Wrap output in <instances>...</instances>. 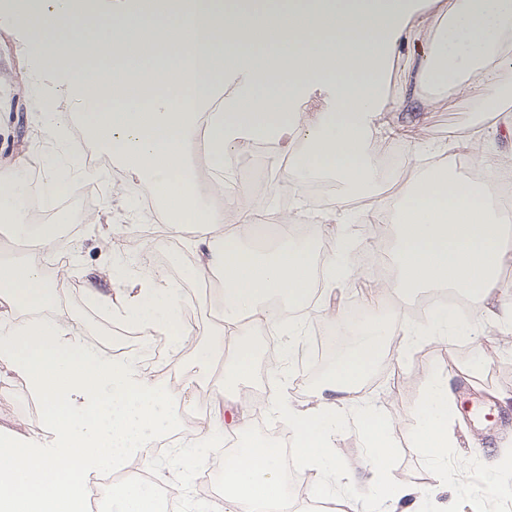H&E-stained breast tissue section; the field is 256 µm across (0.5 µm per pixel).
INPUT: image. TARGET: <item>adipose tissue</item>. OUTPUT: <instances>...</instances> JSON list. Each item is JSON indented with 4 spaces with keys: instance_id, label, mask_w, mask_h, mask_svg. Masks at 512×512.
<instances>
[{
    "instance_id": "1",
    "label": "adipose tissue",
    "mask_w": 512,
    "mask_h": 512,
    "mask_svg": "<svg viewBox=\"0 0 512 512\" xmlns=\"http://www.w3.org/2000/svg\"><path fill=\"white\" fill-rule=\"evenodd\" d=\"M414 0H33L20 18L35 47L34 73L66 75L76 90L90 138L117 157L127 189L146 185L155 194L170 231L191 228L202 247L195 270L221 279L214 299L224 322L210 332L201 375L216 381V397L239 393L254 374L255 351L246 327L269 324L275 304L304 308L315 277L325 294L337 292L352 269L329 257L315 265L307 248L280 232L271 247L258 245L262 228L251 211L238 209L236 229L224 230V210L204 204L189 157L201 149L205 165L225 191H232L236 147L245 140L270 141L267 192L287 189L301 198L304 176H336L349 191L325 214L347 223L349 201L369 197L367 224H396L397 274L392 288H448L479 304L474 319L443 307L430 329L451 341L473 338L478 323L512 324V300L498 279L512 262V214L493 202L497 176L512 157L484 151L488 130L512 116V92L501 74L512 68V0H449L448 24L432 39L424 60L405 62L395 96L382 94L388 63L401 45L421 40L427 12ZM149 74L157 93L134 101L131 80ZM238 85L211 111L214 90L226 78ZM431 84L464 92L477 102L480 123L449 130L430 142L431 162H416L397 205L373 195L371 141L400 143L417 137L415 127L382 121L385 112H430L422 93ZM331 88L322 111L302 118L298 106L313 90ZM471 158L483 172L477 182L452 172L447 154ZM24 193L14 169L0 168V234L49 250L56 236L48 225L29 224ZM52 288L32 262L0 256V366L25 380L45 403L40 419L49 444L0 440V512H85L91 486L103 467L133 455L148 456L154 438L193 399L192 383L170 385L150 376L138 356L114 359L90 348L79 327L39 315ZM90 303H105L130 331L168 340L178 355L194 331L181 298L164 270L116 281L112 293L87 290ZM324 319L349 325L353 346L301 407L286 397L272 400L288 423L291 445L319 477V490L335 501L336 486L355 467L336 459V432L356 423L372 458L377 496L362 512H395L410 489L387 476L393 439L384 416L356 397L387 342L401 352L419 342L406 323L360 318L350 323L341 307ZM450 379L435 375L421 400L416 447L439 462V485H447L446 461L456 447L448 414ZM278 447L254 442L224 459L222 503L199 501L194 512H289Z\"/></svg>"
}]
</instances>
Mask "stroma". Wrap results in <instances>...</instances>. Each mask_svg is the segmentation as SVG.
Instances as JSON below:
<instances>
[{
	"instance_id": "1",
	"label": "stroma",
	"mask_w": 512,
	"mask_h": 512,
	"mask_svg": "<svg viewBox=\"0 0 512 512\" xmlns=\"http://www.w3.org/2000/svg\"><path fill=\"white\" fill-rule=\"evenodd\" d=\"M30 50L16 13L0 8V167L18 166L19 177H27L23 164L36 158V172L41 178L47 199H54L60 186H80L97 194L99 203L84 222L74 224L61 237L51 251H28L8 238L0 237V250L5 254L27 259L38 265L56 291L43 313L53 318L67 317L75 321L83 339L109 335L114 319L109 310L89 306L84 290L88 282L98 288L110 290L111 282L102 278L101 270L108 262L109 252L126 253L134 268L152 270L157 258H164L169 279L179 288L181 295H194L197 314L192 320L195 335L180 355L181 363L197 366L202 352L210 340L209 330L218 322L219 315L205 282L195 275L198 262L196 251L188 244L192 231L175 235L168 231L161 217L152 216L143 207L141 191L123 192L126 174L118 161H110L105 170L111 189H102L88 182L81 171L70 163L71 154H85L97 145L88 137L74 138L80 115H73L64 124H56L48 131H39L42 98L54 94L60 111H68L73 92L60 80L41 82L29 65ZM428 96L440 102L436 111L426 113L421 140L444 137L449 129L464 128L480 117L476 104L463 93H449L444 86H431ZM319 207L306 202L304 215L295 227V241L315 247L320 257H328L329 242L335 241L337 225L318 221ZM112 224L117 228L112 238L111 251L98 244L99 227ZM133 229L143 243L135 251H127L128 238L124 228ZM353 273L342 287V307L351 300H363L368 291L366 282L377 279L379 262L396 264V229L385 224L358 223L354 226L350 250ZM325 294H315L302 323L304 334L296 349L288 347V326H254L248 328L247 338L255 347L258 359L276 356V368L264 371L268 397L262 401L243 398L239 403L215 405L211 389L197 385L194 401L202 407L203 418L221 415L224 436L242 446L251 440H266L271 434H286L285 420L275 413L270 397L286 394L293 405L308 401L321 382L314 361L310 359L311 338L315 334L332 336L335 325L316 319L317 309L325 302ZM483 361V368L467 374L471 361ZM451 372L454 404L451 418L455 425L459 445L448 452V468L454 480L447 490L437 485V467L419 449L413 440L420 426L418 406L427 382L433 375ZM8 383L5 395L0 396V438L50 440L51 435L39 426L40 408L26 405L30 394L25 382L0 367V380ZM357 396L369 402L391 423L395 439V454L388 467L391 477L412 495L401 501L405 512H512V493L489 486L486 472L481 466L479 449L512 445V333L498 325L488 324L474 339L445 344L427 341L420 344L410 356H399L395 348H388L380 359L370 383L362 385ZM492 398L504 421L489 429L473 421L470 409L474 402ZM204 467L180 466L166 457L149 456L147 464L152 472L173 473L174 488H189L192 498L211 499L212 494L203 471L223 463L217 448L201 449Z\"/></svg>"
}]
</instances>
